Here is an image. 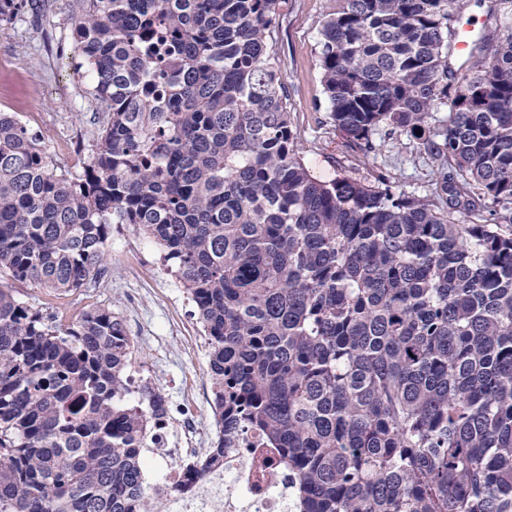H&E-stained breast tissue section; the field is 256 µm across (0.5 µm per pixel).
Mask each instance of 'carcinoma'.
<instances>
[{"instance_id":"obj_1","label":"carcinoma","mask_w":512,"mask_h":512,"mask_svg":"<svg viewBox=\"0 0 512 512\" xmlns=\"http://www.w3.org/2000/svg\"><path fill=\"white\" fill-rule=\"evenodd\" d=\"M74 4L106 121L73 176L0 113V279L75 293L114 224L162 248L208 336L219 435L191 483L248 429L300 512H512V29L455 67L463 0L324 21L330 119L362 152L381 125L419 141L421 196L306 169L269 42L285 0ZM132 349L109 309L63 326L0 287V512H151L166 406L122 401Z\"/></svg>"}]
</instances>
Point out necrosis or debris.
<instances>
[{"instance_id":"obj_1","label":"necrosis or debris","mask_w":512,"mask_h":512,"mask_svg":"<svg viewBox=\"0 0 512 512\" xmlns=\"http://www.w3.org/2000/svg\"><path fill=\"white\" fill-rule=\"evenodd\" d=\"M172 425L183 434H193L195 415L186 411L177 421L154 422L142 462L145 492L172 501L179 512H295L287 463L278 449L268 447L262 436L250 430L239 433L235 444L225 449L223 466L184 487L183 461L195 451L169 447L167 430Z\"/></svg>"}]
</instances>
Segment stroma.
I'll return each mask as SVG.
<instances>
[{
    "instance_id": "35a3bbf8",
    "label": "stroma",
    "mask_w": 512,
    "mask_h": 512,
    "mask_svg": "<svg viewBox=\"0 0 512 512\" xmlns=\"http://www.w3.org/2000/svg\"><path fill=\"white\" fill-rule=\"evenodd\" d=\"M335 8L336 0H287L273 31L299 155L321 181L350 177L373 185L382 176L426 194L433 171L416 140L381 127L372 136L374 151L366 154L329 118L318 42L322 23ZM71 31L72 0H25L12 19L0 20V112L15 114L42 133L54 163L76 175L93 158L102 114ZM19 296L65 325L91 308L120 316L134 346L130 373L152 378L169 407L194 401L195 445L211 446L217 427L206 338L194 303L157 244L132 225H113L108 268L97 282L56 298L35 286L20 289Z\"/></svg>"
}]
</instances>
